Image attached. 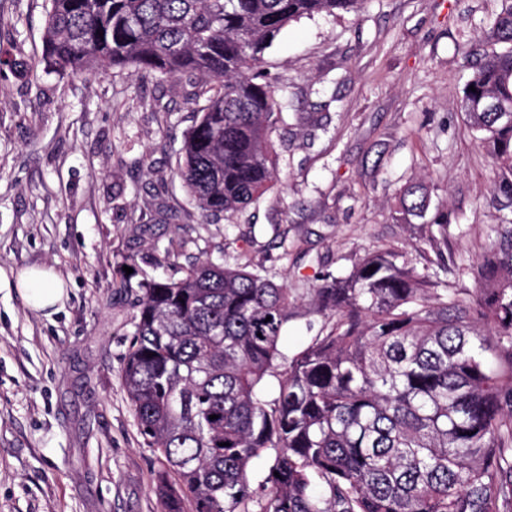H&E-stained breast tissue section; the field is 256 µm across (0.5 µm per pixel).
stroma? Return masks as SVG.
<instances>
[{
  "label": "stroma",
  "mask_w": 512,
  "mask_h": 512,
  "mask_svg": "<svg viewBox=\"0 0 512 512\" xmlns=\"http://www.w3.org/2000/svg\"><path fill=\"white\" fill-rule=\"evenodd\" d=\"M47 7L0 0V267L52 266L69 297L47 317L0 291V512L161 510V464L121 379L136 312L118 288L125 255L158 279L211 258L285 284L300 304L288 355L332 324L312 285L378 248L475 298L470 269L512 210L459 103L501 0H363L286 26L261 63L282 103L278 180L208 225L176 174L204 81L48 68ZM420 179L447 223L396 219ZM168 249L175 261L155 264Z\"/></svg>",
  "instance_id": "obj_1"
}]
</instances>
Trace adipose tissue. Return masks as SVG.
I'll return each instance as SVG.
<instances>
[{"label": "adipose tissue", "instance_id": "ef3b65f1", "mask_svg": "<svg viewBox=\"0 0 512 512\" xmlns=\"http://www.w3.org/2000/svg\"><path fill=\"white\" fill-rule=\"evenodd\" d=\"M1 288L16 289L30 310L47 315L57 312L68 296L64 281L47 266L18 271L0 268Z\"/></svg>", "mask_w": 512, "mask_h": 512}]
</instances>
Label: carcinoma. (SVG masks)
<instances>
[{"label":"carcinoma","mask_w":512,"mask_h":512,"mask_svg":"<svg viewBox=\"0 0 512 512\" xmlns=\"http://www.w3.org/2000/svg\"><path fill=\"white\" fill-rule=\"evenodd\" d=\"M47 63L133 68L218 83L186 134L178 175L204 218L229 217L276 179L281 112L259 69L290 22L360 0H47ZM488 38L512 44V0ZM475 87L476 91L469 90ZM460 109L496 160L512 202V49L473 65ZM423 182L397 219L440 224ZM473 269L471 303L408 266L366 253L314 285L331 328L292 356L281 340L297 300L258 270L209 260L178 280L143 278L122 374L165 470L162 512H502L512 504V216ZM376 266L373 271L370 266ZM277 382L276 396L261 395ZM216 419L211 420L209 416ZM274 451L261 484L252 460Z\"/></svg>","instance_id":"1"}]
</instances>
